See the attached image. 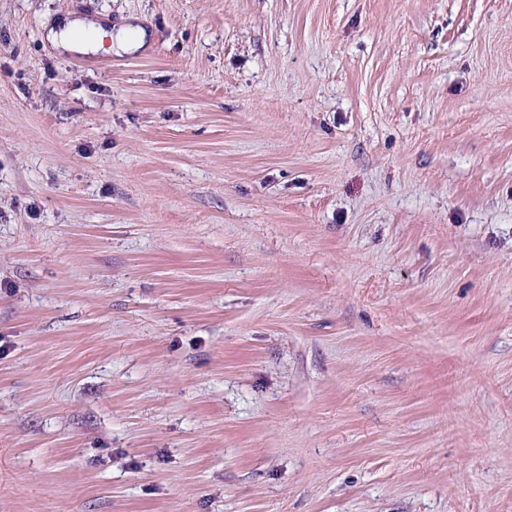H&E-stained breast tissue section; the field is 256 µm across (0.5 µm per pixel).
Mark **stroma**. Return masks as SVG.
Listing matches in <instances>:
<instances>
[{"label":"stroma","instance_id":"stroma-1","mask_svg":"<svg viewBox=\"0 0 512 512\" xmlns=\"http://www.w3.org/2000/svg\"><path fill=\"white\" fill-rule=\"evenodd\" d=\"M0 512H512V0H0ZM101 20H89L68 14L54 23L46 34L57 49L81 55H94L99 49L97 34L103 29ZM147 32L139 25L123 24L117 28L115 36L116 53L131 52L146 45Z\"/></svg>","mask_w":512,"mask_h":512}]
</instances>
